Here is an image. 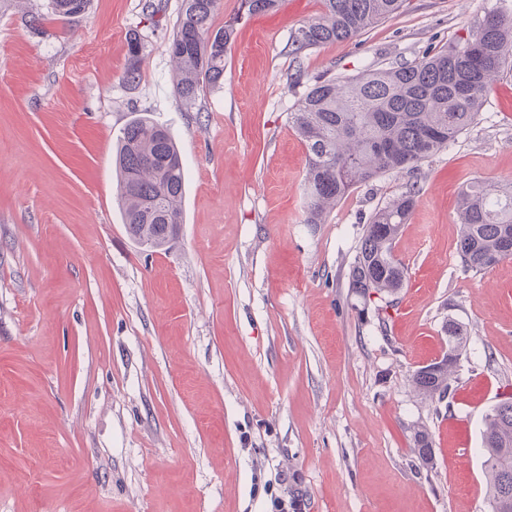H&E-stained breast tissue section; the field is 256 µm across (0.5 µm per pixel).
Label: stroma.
<instances>
[{"mask_svg": "<svg viewBox=\"0 0 512 512\" xmlns=\"http://www.w3.org/2000/svg\"><path fill=\"white\" fill-rule=\"evenodd\" d=\"M0 0V512H489L485 412L512 397V259L475 272L456 253L457 201L512 183V75L422 163L394 245V301L347 273L404 174L353 188L304 221L306 150L289 114L318 76L345 79L467 36L497 0H410L353 40L284 47L319 0L240 23L224 84L197 112L173 96L181 0ZM148 46L136 87L124 45ZM143 114L186 166L170 250L127 233L112 147ZM467 338L449 398L411 376ZM433 441L419 463L416 427ZM470 451L456 459L457 449ZM51 14L57 20H68L71 17L83 14L89 0H51Z\"/></svg>", "mask_w": 512, "mask_h": 512, "instance_id": "1", "label": "stroma"}]
</instances>
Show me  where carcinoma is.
Segmentation results:
<instances>
[{"label":"carcinoma","instance_id":"obj_1","mask_svg":"<svg viewBox=\"0 0 512 512\" xmlns=\"http://www.w3.org/2000/svg\"><path fill=\"white\" fill-rule=\"evenodd\" d=\"M220 0H181L169 53L176 71L173 93L194 109L204 91L224 83V56L242 19L277 9L280 0H240L237 14L213 28ZM407 0H322V14L292 32L286 47L296 64L307 51L345 42L399 13ZM89 0H51V14L67 20L84 13ZM147 45L137 34L126 39L123 81L135 85ZM512 72V10H494L469 36L430 48L411 62L369 70L343 82L317 80L290 113L306 147L304 223L323 224L353 186L387 174L417 173L420 165L448 148L474 124L496 78ZM117 199L128 234L144 249L167 250L183 224L186 173L176 142L143 116L117 137ZM420 195L418 182L375 210L368 219L348 272V287L367 299L395 295L405 272L394 243ZM461 232L457 253L467 269L481 271L512 259V185H473L458 199ZM466 337L448 323V353L417 369L411 378L425 399L451 390ZM483 466L489 477L490 512H512V398L484 416ZM432 438L419 429L414 451L432 462Z\"/></svg>","mask_w":512,"mask_h":512}]
</instances>
